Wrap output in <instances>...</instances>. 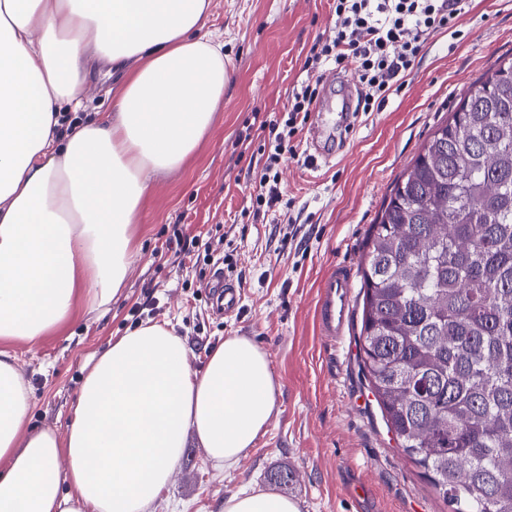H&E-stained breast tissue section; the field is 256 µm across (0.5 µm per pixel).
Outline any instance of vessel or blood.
<instances>
[{"instance_id":"obj_1","label":"vessel or blood","mask_w":512,"mask_h":512,"mask_svg":"<svg viewBox=\"0 0 512 512\" xmlns=\"http://www.w3.org/2000/svg\"><path fill=\"white\" fill-rule=\"evenodd\" d=\"M354 270L346 263L328 266L318 283L313 306V320L322 342L339 344L346 335L350 314ZM210 303L216 312L238 311L241 297L234 280L216 272L208 284Z\"/></svg>"}]
</instances>
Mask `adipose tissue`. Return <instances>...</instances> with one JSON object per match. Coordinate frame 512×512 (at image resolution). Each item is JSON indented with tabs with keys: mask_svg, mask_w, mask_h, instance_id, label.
Instances as JSON below:
<instances>
[{
	"mask_svg": "<svg viewBox=\"0 0 512 512\" xmlns=\"http://www.w3.org/2000/svg\"><path fill=\"white\" fill-rule=\"evenodd\" d=\"M210 6L0 0V339L37 340L119 293L152 176L187 161L224 100ZM95 70L121 73L112 112L63 132L59 104L80 109ZM276 396L251 340L225 337L198 372L174 328L145 322L91 359L61 435L30 427L32 391L0 351V512H149L188 438L232 469ZM221 512L299 510L252 491Z\"/></svg>",
	"mask_w": 512,
	"mask_h": 512,
	"instance_id": "adipose-tissue-1",
	"label": "adipose tissue"
}]
</instances>
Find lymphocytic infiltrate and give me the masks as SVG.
<instances>
[{
	"label": "lymphocytic infiltrate",
	"instance_id": "obj_1",
	"mask_svg": "<svg viewBox=\"0 0 512 512\" xmlns=\"http://www.w3.org/2000/svg\"><path fill=\"white\" fill-rule=\"evenodd\" d=\"M468 6V0H333L334 34L316 40L304 68L312 72L324 65L340 68L353 62L360 85L356 111L380 110L399 76L412 69L428 39L440 30L454 28ZM318 95L316 83L310 82L289 98L283 130L268 144L255 196L257 208L280 202L276 170Z\"/></svg>",
	"mask_w": 512,
	"mask_h": 512
}]
</instances>
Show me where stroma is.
I'll list each match as a JSON object with an SVG mask.
<instances>
[{"instance_id":"35a3bbf8","label":"stroma","mask_w":512,"mask_h":512,"mask_svg":"<svg viewBox=\"0 0 512 512\" xmlns=\"http://www.w3.org/2000/svg\"><path fill=\"white\" fill-rule=\"evenodd\" d=\"M330 0H212L204 31L224 45L230 82L213 125L179 170L154 177L133 225L136 255L110 310L77 308L72 321L35 342L0 341L33 394V425L65 432L88 357L139 323L172 326L194 370L228 336L267 354L279 385L277 411L237 468L224 472L196 439L153 512H221L225 498L270 490L288 469L283 494L300 512H449L388 431L359 366L362 295L353 291L344 343L329 348L313 322L316 285L327 265H360L366 237L392 182L409 165L466 87L512 53V0H472L455 30L427 41L413 68L377 112L359 114L336 160L314 159L308 130L279 169L282 200L255 211L253 175L266 160L269 124L308 78L305 58L332 32ZM113 79L98 74L82 110L64 125L112 109ZM211 242L232 263L237 313L212 311L210 268L170 248L174 236Z\"/></svg>"}]
</instances>
